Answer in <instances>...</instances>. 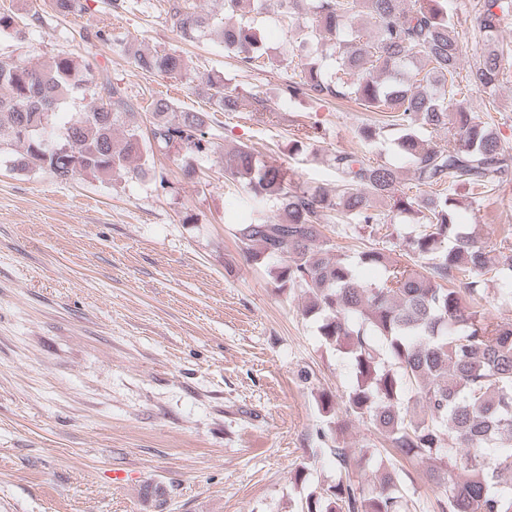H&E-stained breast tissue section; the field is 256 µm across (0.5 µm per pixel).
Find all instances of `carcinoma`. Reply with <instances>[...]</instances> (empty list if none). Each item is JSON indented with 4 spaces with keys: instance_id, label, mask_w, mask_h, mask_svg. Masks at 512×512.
I'll return each instance as SVG.
<instances>
[{
    "instance_id": "obj_1",
    "label": "carcinoma",
    "mask_w": 512,
    "mask_h": 512,
    "mask_svg": "<svg viewBox=\"0 0 512 512\" xmlns=\"http://www.w3.org/2000/svg\"><path fill=\"white\" fill-rule=\"evenodd\" d=\"M283 23L302 32L299 62L283 93L291 99H350L368 112L382 113L392 127L397 154L412 167L414 188H399L400 173L387 163H370L338 150L336 194L320 187L297 188L288 171L257 159L239 145L224 152L225 179L240 183L255 206L234 237L247 260L275 261L280 289L308 299L325 345L347 354L359 382L344 403L348 421L369 420L398 457L425 464L427 481L442 488L440 512H512V323L485 312L490 304L486 275L499 282L498 299L512 302V236L487 251L476 232L458 223L456 191L489 193L512 180V154L489 123L476 114L473 94H485L484 111L495 109L502 62L512 46L500 39L512 21V0H477L474 5L481 54L461 74V39L451 0H280ZM263 0H224L221 18L175 0L169 21L185 40L208 30L245 70L272 64L261 50L255 24ZM68 16L81 0H52ZM375 20L369 34L348 27L351 18ZM127 51L141 70L179 78L190 71L175 51ZM210 99L234 112L237 97L224 82L206 81ZM88 100L52 141L47 129L55 111ZM138 105L108 74L95 72L72 55L38 66L0 61V151L23 147L22 169L47 170L60 180L77 174H138L150 152L179 145L192 153L208 150V115L179 111L153 100L149 134L137 122ZM123 129L122 137L116 136ZM453 130L445 145L433 134ZM392 199L398 214L415 212L424 229L391 256L369 248L358 263L333 258L322 232V216L380 233L385 217L377 202ZM428 260L421 267L417 259ZM383 268L381 281L363 284L357 264ZM327 434L342 427L332 396L319 394ZM344 471L338 481L310 491L301 512H405V472L395 463L379 466L377 481L365 490L354 475L380 455L377 448L331 449Z\"/></svg>"
}]
</instances>
